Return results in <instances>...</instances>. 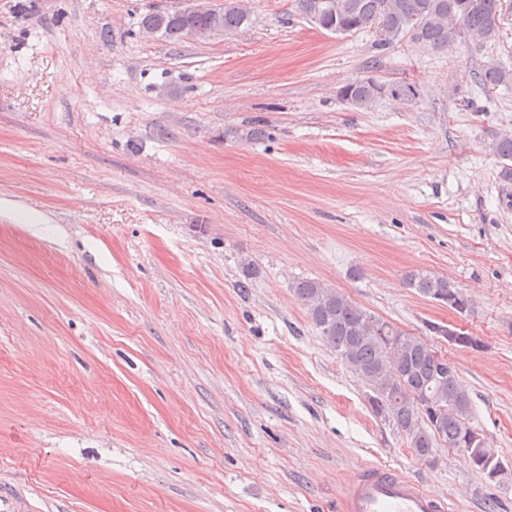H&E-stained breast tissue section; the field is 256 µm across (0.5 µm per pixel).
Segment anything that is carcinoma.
Masks as SVG:
<instances>
[{
	"label": "carcinoma",
	"instance_id": "cac0c4a2",
	"mask_svg": "<svg viewBox=\"0 0 512 512\" xmlns=\"http://www.w3.org/2000/svg\"><path fill=\"white\" fill-rule=\"evenodd\" d=\"M296 8L326 31L374 29L375 45L383 49L406 37L434 51H444L466 38L476 48L500 38L501 0H296ZM248 23V8L240 0H231L217 15L152 11L141 18L139 27L145 34L156 31L174 43L206 31L235 35ZM474 81L482 88H495L512 82V70L490 63L474 73ZM382 87L372 77L357 79L342 87L341 96L352 107L367 109L383 97ZM492 149L506 161L504 178L511 182L507 162L512 161V134L495 136ZM407 283L423 297L461 315L471 309L469 297L445 277L415 270L407 275ZM294 292L325 343L365 381L374 415L396 425L416 457L429 462L436 448L448 445L461 449L491 481L512 471V462L502 460L471 426L468 392L456 370L438 371L434 349L426 341L352 304L321 281H300ZM429 330L462 346L480 347L474 337L445 326L431 324Z\"/></svg>",
	"mask_w": 512,
	"mask_h": 512
}]
</instances>
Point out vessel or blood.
<instances>
[{
	"instance_id": "vessel-or-blood-1",
	"label": "vessel or blood",
	"mask_w": 512,
	"mask_h": 512,
	"mask_svg": "<svg viewBox=\"0 0 512 512\" xmlns=\"http://www.w3.org/2000/svg\"><path fill=\"white\" fill-rule=\"evenodd\" d=\"M338 512H454L402 470L367 462L346 481Z\"/></svg>"
}]
</instances>
